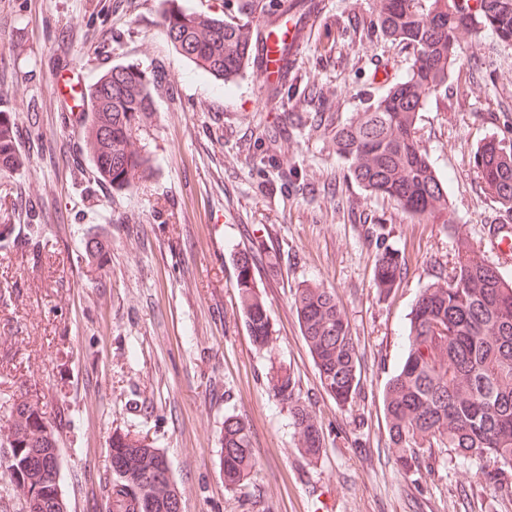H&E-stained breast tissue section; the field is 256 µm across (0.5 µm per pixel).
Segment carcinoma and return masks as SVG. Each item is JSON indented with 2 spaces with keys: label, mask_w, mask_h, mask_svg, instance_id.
I'll list each match as a JSON object with an SVG mask.
<instances>
[{
  "label": "carcinoma",
  "mask_w": 512,
  "mask_h": 512,
  "mask_svg": "<svg viewBox=\"0 0 512 512\" xmlns=\"http://www.w3.org/2000/svg\"><path fill=\"white\" fill-rule=\"evenodd\" d=\"M262 14L263 0H238L236 22L202 23L192 13L172 10L164 31L180 55L228 84L251 64L249 30ZM374 25L411 51V73L332 130L336 156L365 190L395 201L411 220L440 215L450 228L448 184L422 152L415 121L427 93L448 88V78L459 71L458 30L480 26L497 40L512 42V0H406L403 8L387 5ZM154 86L156 74L118 64L90 89L85 128L91 161L97 176L114 190L134 187L151 168L150 156L135 147L134 139L154 105ZM14 151L9 127L0 126V164L11 162ZM473 164L484 189L512 213V149L493 136L485 138L473 153ZM234 263L246 330L254 342L264 344L271 325L256 296L253 262L239 253ZM400 274L392 256L376 265L384 287L393 286ZM294 303L322 388L336 402L347 403L359 389V358L336 291L301 285ZM441 327L448 329L445 340L436 337ZM408 337L406 353L384 391L389 439L401 466L416 468L432 449L452 448L464 459L493 464L495 478L512 472V274L459 257L446 286L427 288L416 300ZM8 410L20 448L17 478L40 484L38 512H63L57 439L45 413L25 396L12 399ZM294 423L305 436L303 452L319 455L323 437L306 413L295 411ZM223 444L224 480L237 486L252 469L247 425L234 416L224 418ZM120 448L139 452L144 472L125 480L109 477L108 512H145V488L157 479L168 483V495L155 500L150 512H181L164 453L129 433L115 432L111 450Z\"/></svg>",
  "instance_id": "cac0c4a2"
}]
</instances>
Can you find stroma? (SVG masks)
<instances>
[{"instance_id": "1", "label": "stroma", "mask_w": 512, "mask_h": 512, "mask_svg": "<svg viewBox=\"0 0 512 512\" xmlns=\"http://www.w3.org/2000/svg\"><path fill=\"white\" fill-rule=\"evenodd\" d=\"M237 0H0V113L16 114L18 167L0 171V405L37 400L57 438L67 512H106L113 432L164 451L182 512H512V477L445 448L403 470L384 389L407 344L408 314L445 284L461 246L497 265L485 226L503 211L473 166L484 138L512 144V46L488 32L457 35L481 65L447 97H428L416 138L449 181V210L467 240L410 220L354 182L331 130L406 75L411 56L373 25L380 0H324L298 69L260 107L253 69L222 87L175 52L167 10L236 15ZM116 64L156 69L160 86L138 145L147 180L115 191L93 171L85 128L54 80L86 84ZM109 252L89 264L85 240ZM396 251L393 290L378 259ZM253 259L273 335L253 344L239 309L233 256ZM303 283L335 289L356 342L359 389L336 403L322 388L294 298ZM290 374L289 399L272 389ZM323 435L300 449L293 407ZM245 421L253 468L226 487L224 419Z\"/></svg>"}]
</instances>
